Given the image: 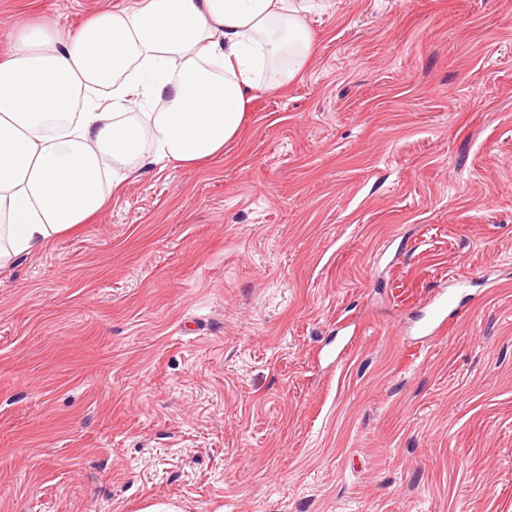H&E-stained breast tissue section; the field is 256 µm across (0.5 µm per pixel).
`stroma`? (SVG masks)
Masks as SVG:
<instances>
[{"label":"stroma","mask_w":512,"mask_h":512,"mask_svg":"<svg viewBox=\"0 0 512 512\" xmlns=\"http://www.w3.org/2000/svg\"><path fill=\"white\" fill-rule=\"evenodd\" d=\"M133 2L0 0V53ZM305 22L221 156L0 270V512H512V0ZM452 304L453 300L451 297L434 296L428 303V305H431V308L428 318L422 326V330L424 332L430 331V333H435L444 328L448 322V315L451 313L448 314V310L451 308Z\"/></svg>","instance_id":"stroma-1"}]
</instances>
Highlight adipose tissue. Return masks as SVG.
<instances>
[{"mask_svg": "<svg viewBox=\"0 0 512 512\" xmlns=\"http://www.w3.org/2000/svg\"><path fill=\"white\" fill-rule=\"evenodd\" d=\"M313 0H136L20 28L0 56V268L88 223L131 174L221 155L262 67H307Z\"/></svg>", "mask_w": 512, "mask_h": 512, "instance_id": "1", "label": "adipose tissue"}]
</instances>
